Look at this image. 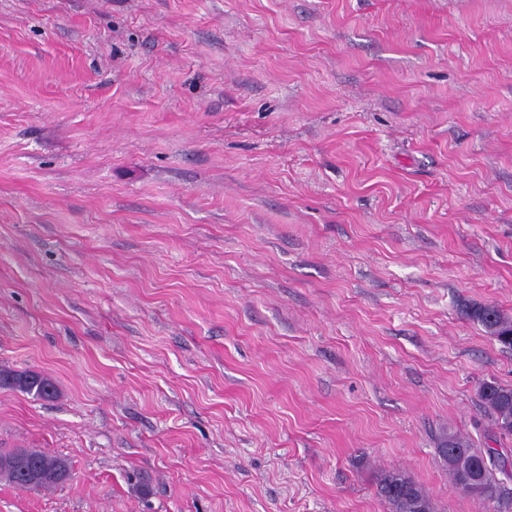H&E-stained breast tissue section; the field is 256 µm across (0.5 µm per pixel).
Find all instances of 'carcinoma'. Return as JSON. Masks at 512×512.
Wrapping results in <instances>:
<instances>
[{"label": "carcinoma", "mask_w": 512, "mask_h": 512, "mask_svg": "<svg viewBox=\"0 0 512 512\" xmlns=\"http://www.w3.org/2000/svg\"><path fill=\"white\" fill-rule=\"evenodd\" d=\"M466 317L480 324L485 331L504 346L512 347V317L491 305H470ZM0 387L19 390L39 399L56 397L53 381L36 371L0 369ZM483 407L492 415L488 440L491 445L476 448L454 433L441 437L439 454L448 467L453 487L472 496L482 512H501L508 496L504 480H512V455L498 447L500 441L512 436V385L491 381L483 383L478 392ZM24 460L36 475L32 489L59 486L71 478L69 462L33 448H15L0 453V480L21 487L24 473L16 462ZM376 493L390 512H435L427 492L400 470H385L377 477Z\"/></svg>", "instance_id": "carcinoma-1"}]
</instances>
